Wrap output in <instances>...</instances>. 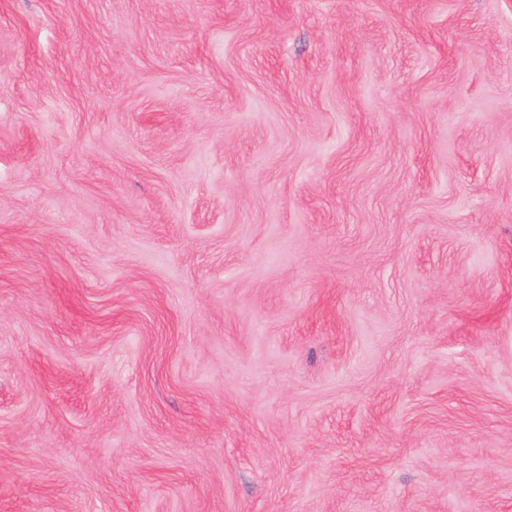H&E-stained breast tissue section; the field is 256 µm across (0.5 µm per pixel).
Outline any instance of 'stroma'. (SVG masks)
Instances as JSON below:
<instances>
[{
	"label": "stroma",
	"instance_id": "stroma-1",
	"mask_svg": "<svg viewBox=\"0 0 512 512\" xmlns=\"http://www.w3.org/2000/svg\"><path fill=\"white\" fill-rule=\"evenodd\" d=\"M0 512H512V0H0Z\"/></svg>",
	"mask_w": 512,
	"mask_h": 512
}]
</instances>
